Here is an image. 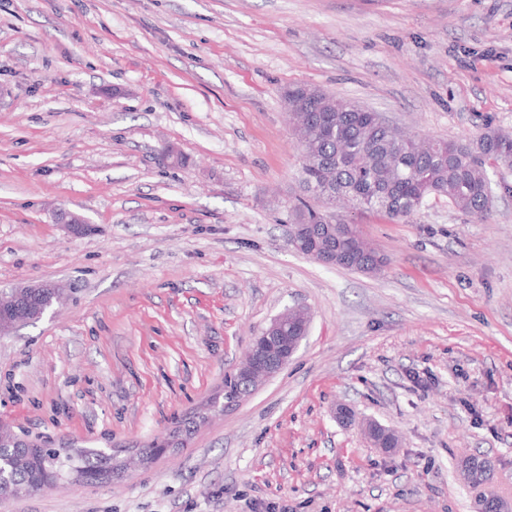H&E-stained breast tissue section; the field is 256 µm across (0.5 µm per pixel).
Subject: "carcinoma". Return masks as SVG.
<instances>
[{
    "label": "carcinoma",
    "mask_w": 512,
    "mask_h": 512,
    "mask_svg": "<svg viewBox=\"0 0 512 512\" xmlns=\"http://www.w3.org/2000/svg\"><path fill=\"white\" fill-rule=\"evenodd\" d=\"M297 120L306 136L300 175L307 198L289 207V236L307 224L318 236L317 247L333 248L359 267L378 260L362 251L357 231L332 212L336 202L404 221L435 190L461 213L482 221L491 203L488 163L512 164L509 133L490 130L468 143L416 139L379 124L376 112L331 94L298 113ZM13 439L16 447L0 448L5 483L24 484L37 494L54 485L53 474L64 476L73 468L88 484L112 478L114 458L102 449L27 448L19 435Z\"/></svg>",
    "instance_id": "carcinoma-1"
}]
</instances>
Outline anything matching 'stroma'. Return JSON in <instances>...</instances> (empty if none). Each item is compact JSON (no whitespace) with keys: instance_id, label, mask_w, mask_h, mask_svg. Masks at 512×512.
<instances>
[{"instance_id":"1","label":"stroma","mask_w":512,"mask_h":512,"mask_svg":"<svg viewBox=\"0 0 512 512\" xmlns=\"http://www.w3.org/2000/svg\"><path fill=\"white\" fill-rule=\"evenodd\" d=\"M296 84L422 138L512 133V0H0V289L67 291L0 337V422L135 450L276 315L311 316L187 446L0 512H473L466 454L512 502V168L480 222L437 196L406 221L346 213L386 265L324 266L288 241Z\"/></svg>"}]
</instances>
